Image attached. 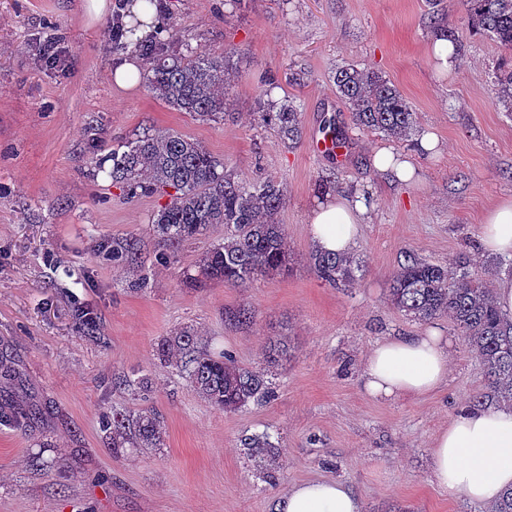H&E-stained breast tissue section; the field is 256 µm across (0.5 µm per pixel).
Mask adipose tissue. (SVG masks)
<instances>
[{"label": "adipose tissue", "mask_w": 512, "mask_h": 512, "mask_svg": "<svg viewBox=\"0 0 512 512\" xmlns=\"http://www.w3.org/2000/svg\"><path fill=\"white\" fill-rule=\"evenodd\" d=\"M128 17L140 27L110 65L114 83L135 86L143 63L138 43L157 31L156 10L146 0H129ZM368 206L363 196L325 193L309 213L314 248L349 253L356 246ZM480 246L484 252L512 257V198L498 202L485 216ZM450 346L437 333L396 337L377 343L363 362L366 389L388 400L428 394L446 382ZM432 479L449 498L488 504L512 487V406L461 410L436 436ZM277 512H363L361 498L336 480L307 481L282 495Z\"/></svg>", "instance_id": "ef3b65f1"}]
</instances>
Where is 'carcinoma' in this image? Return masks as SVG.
Listing matches in <instances>:
<instances>
[{"instance_id":"carcinoma-1","label":"carcinoma","mask_w":512,"mask_h":512,"mask_svg":"<svg viewBox=\"0 0 512 512\" xmlns=\"http://www.w3.org/2000/svg\"><path fill=\"white\" fill-rule=\"evenodd\" d=\"M472 26L503 51L512 53V0H460ZM150 67L143 79L153 96L195 120L221 123L224 105L232 89L229 58L233 52L212 55L193 52L169 40H157L146 48ZM336 91L348 105L353 123L362 130H379L403 140L414 129L415 112L399 89L381 72L354 64L336 69ZM493 97L512 113V68H503L493 85ZM258 123L276 132L290 146L302 138L300 111L293 101L262 99L255 112ZM112 162V184L133 199L174 191L170 202L154 215L153 233L158 263L168 264L183 246L206 237L216 224L224 225V242L203 252L196 261L197 282L222 283L244 288L257 276L288 267L284 225L277 215L286 204L283 184L272 179H237L224 167V159L209 152L193 138L173 130L149 129L112 146L99 159L102 167ZM92 253L117 269L134 270L140 258L136 244L123 238L95 239ZM309 263L318 278L347 286L362 271L355 255L337 256L311 251ZM448 265L427 261L407 252L398 264L389 288L391 304L414 321L448 317L479 358L485 386L473 404L512 405V320L500 312L489 269L477 260L460 257ZM74 326L86 336L98 333L94 311L72 299ZM289 344L280 338L267 346V363L274 365L288 354ZM159 361L173 362L192 390L214 407L235 412L252 401L274 396L270 369L252 370L238 365L231 355L207 348L197 331L184 328L163 338L156 348ZM36 419L27 409L0 406V421L26 427ZM101 429L121 448H159L163 428L149 408L114 412L102 418ZM250 456H270L275 446L266 435L244 438Z\"/></svg>"}]
</instances>
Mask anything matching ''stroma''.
I'll list each match as a JSON object with an SVG mask.
<instances>
[{"label":"stroma","instance_id":"stroma-1","mask_svg":"<svg viewBox=\"0 0 512 512\" xmlns=\"http://www.w3.org/2000/svg\"><path fill=\"white\" fill-rule=\"evenodd\" d=\"M83 0H0V400L43 412L32 429L0 425V512H275L281 494L307 480L348 483L366 512H480L432 481L436 434L473 405L483 368L445 319L412 321L388 300L403 252L445 264L461 255L497 264L479 248L485 213L512 198V118L496 106L494 77L512 64L471 27L462 5L450 26L460 47L453 72L436 70L431 0H163L170 39L213 54L235 49V85L223 123L205 124L156 100L145 84L117 87L111 18L88 24ZM65 60L44 63L46 41ZM384 73L416 114L412 137L391 141L356 128L336 93L338 66ZM301 107L302 141L284 147L255 126L262 99ZM146 128L169 129L223 158L232 175L271 177L287 190L278 218L288 268L248 287L187 283L224 227L154 265L153 214L168 197L127 199L92 156ZM339 153L316 150L330 129ZM432 133L441 151L416 156L415 184L389 183L370 153H414ZM364 196L368 215L355 248L365 261L352 287L316 276L308 217L326 191ZM137 238L153 270L145 286L94 258L92 238ZM93 307L101 339L79 334L69 299ZM253 311L250 321L233 315ZM191 326L249 368L265 364L268 338L288 337L292 355L274 377L276 395L227 413L191 390L155 355L159 340ZM437 330L450 344L447 382L387 401L369 394L363 359L378 342ZM150 375L162 447L113 449L100 429L111 410L142 404L112 386L115 374ZM266 433L279 447L274 481L241 444Z\"/></svg>","mask_w":512,"mask_h":512}]
</instances>
